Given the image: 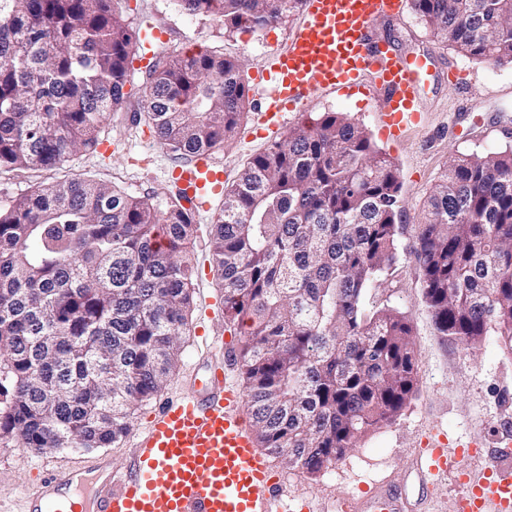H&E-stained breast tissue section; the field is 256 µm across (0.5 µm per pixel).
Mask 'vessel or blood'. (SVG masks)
I'll return each instance as SVG.
<instances>
[{
    "instance_id": "1",
    "label": "vessel or blood",
    "mask_w": 512,
    "mask_h": 512,
    "mask_svg": "<svg viewBox=\"0 0 512 512\" xmlns=\"http://www.w3.org/2000/svg\"><path fill=\"white\" fill-rule=\"evenodd\" d=\"M404 0H303L302 18L284 50L253 77L256 129L265 133L306 110L322 95L358 89L379 91L384 137L396 139L422 126L426 58L400 54L374 40L373 26L399 13ZM172 182L186 208L203 210L222 191L224 169L200 155L175 167ZM253 418L230 379L229 364L211 367L180 397L155 408L136 436L124 471L100 461L93 474L43 470L26 492L23 512H314L311 501L289 495L268 453L249 429ZM475 453L430 448L415 464L423 496L447 476L465 481L453 512H512V469L499 462L469 481ZM336 512H427L412 508L400 484L383 481L337 502Z\"/></svg>"
}]
</instances>
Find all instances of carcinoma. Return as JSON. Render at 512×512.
Instances as JSON below:
<instances>
[{
    "label": "carcinoma",
    "instance_id": "obj_1",
    "mask_svg": "<svg viewBox=\"0 0 512 512\" xmlns=\"http://www.w3.org/2000/svg\"><path fill=\"white\" fill-rule=\"evenodd\" d=\"M119 0H0V173L52 169L98 145L126 106L139 32ZM226 32L265 29L301 0H175ZM433 36L512 63V0H412ZM142 110L187 158L231 141L249 103L215 52L146 71ZM395 163L360 122L324 112L224 187L212 256L256 444L317 475L392 424L417 388L405 313L379 294L397 262ZM195 214L83 174L0 200V441L39 453L128 432L176 367L191 306ZM437 335L512 355V148L453 158L413 248Z\"/></svg>",
    "mask_w": 512,
    "mask_h": 512
}]
</instances>
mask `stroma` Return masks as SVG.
Listing matches in <instances>:
<instances>
[{"label": "stroma", "mask_w": 512, "mask_h": 512, "mask_svg": "<svg viewBox=\"0 0 512 512\" xmlns=\"http://www.w3.org/2000/svg\"><path fill=\"white\" fill-rule=\"evenodd\" d=\"M121 6L126 23L146 20L162 29L167 51L183 56L192 48L224 53L238 62L248 79L267 55L285 47L300 19L294 11L276 26L229 33L213 21L178 12L172 0H122ZM376 33L400 51L431 60L423 93L425 126L406 131L398 142H378L398 168L403 200L398 219L401 258L386 276L381 292L409 318L418 360L417 391L395 423L365 437L320 475L311 476L275 461V469L288 478L289 492L310 499L320 512H333L339 498L357 494L373 481L404 478L417 449L431 435H445L452 448L480 440L482 450L471 462L476 472L496 459L502 442L512 440V355L493 342L471 354L437 335L422 302L413 254L423 202L449 160L512 147V65L481 62L439 43L410 8L398 18L379 22ZM451 65L458 69L454 85L447 76ZM310 112L315 116L342 112L361 122L370 134L378 132L374 105L362 94L323 97ZM134 116L131 108L107 115L100 138L108 144V151L76 154L53 170L32 168L1 175L0 198L84 173L161 203L172 188L169 172L177 158L155 140L147 124H134ZM253 124V117L245 116L236 137L213 154L224 166L225 183H232L244 165L269 145L268 140L252 137ZM223 208L224 199L218 196L208 211L196 217L188 253L193 268L189 330L181 340L178 365L158 395L162 401L179 396L185 380L201 375L205 362L224 357L197 335L201 327L211 336L227 331L224 290L210 246L212 225ZM131 440L127 434L100 449L72 447L51 453H37L14 441L0 443V512H21L24 494L42 463L88 466L103 455L111 458L113 471H122L129 460Z\"/></svg>", "instance_id": "stroma-1"}]
</instances>
